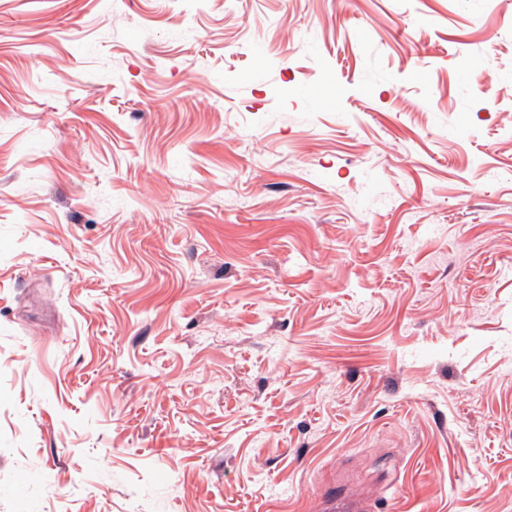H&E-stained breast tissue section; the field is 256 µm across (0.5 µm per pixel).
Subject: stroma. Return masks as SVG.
Returning <instances> with one entry per match:
<instances>
[{
	"label": "stroma",
	"instance_id": "stroma-1",
	"mask_svg": "<svg viewBox=\"0 0 512 512\" xmlns=\"http://www.w3.org/2000/svg\"><path fill=\"white\" fill-rule=\"evenodd\" d=\"M512 0H0V512H512Z\"/></svg>",
	"mask_w": 512,
	"mask_h": 512
}]
</instances>
